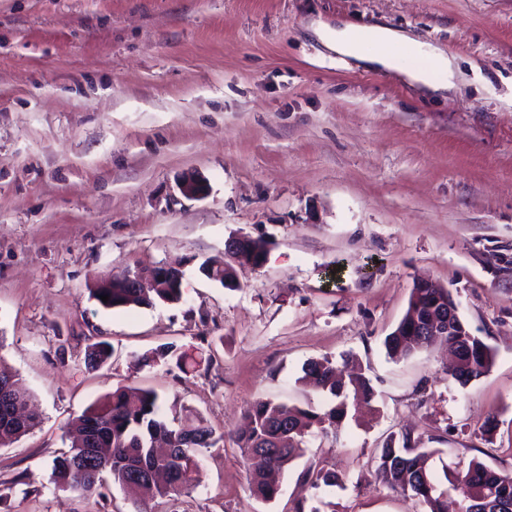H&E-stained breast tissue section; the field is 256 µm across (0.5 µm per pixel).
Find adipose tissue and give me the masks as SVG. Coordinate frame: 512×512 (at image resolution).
<instances>
[{
    "label": "adipose tissue",
    "instance_id": "1",
    "mask_svg": "<svg viewBox=\"0 0 512 512\" xmlns=\"http://www.w3.org/2000/svg\"><path fill=\"white\" fill-rule=\"evenodd\" d=\"M319 34L337 54L403 75L428 94L441 95L455 86L453 59L392 29L349 25Z\"/></svg>",
    "mask_w": 512,
    "mask_h": 512
}]
</instances>
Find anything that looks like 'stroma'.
Segmentation results:
<instances>
[{
	"label": "stroma",
	"mask_w": 512,
	"mask_h": 512,
	"mask_svg": "<svg viewBox=\"0 0 512 512\" xmlns=\"http://www.w3.org/2000/svg\"><path fill=\"white\" fill-rule=\"evenodd\" d=\"M322 21L383 26L458 65L438 98L336 54ZM201 174L208 193L181 195ZM267 243L226 288L200 265ZM178 267L175 304L105 309L96 279ZM445 288L493 350L460 386L441 345L390 358L418 280ZM113 355L97 370L89 343ZM163 346L197 358L148 365ZM353 357L373 389L359 421L308 436L271 502L234 443L257 399L323 412L305 364ZM0 366L40 423L0 447V512H134L50 481L67 424L116 387L200 414L223 446L162 512H424L374 458L401 429L436 475L512 469V0H0ZM497 427L485 433L487 417ZM317 463L333 486L312 487Z\"/></svg>",
	"instance_id": "obj_1"
}]
</instances>
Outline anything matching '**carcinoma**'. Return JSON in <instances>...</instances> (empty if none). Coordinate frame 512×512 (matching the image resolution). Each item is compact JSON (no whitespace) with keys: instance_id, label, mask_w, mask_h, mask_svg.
<instances>
[{"instance_id":"cac0c4a2","label":"carcinoma","mask_w":512,"mask_h":512,"mask_svg":"<svg viewBox=\"0 0 512 512\" xmlns=\"http://www.w3.org/2000/svg\"><path fill=\"white\" fill-rule=\"evenodd\" d=\"M267 255L266 242L248 238L238 251L224 250V260L209 261L201 270L206 278L224 287L236 286V269L251 262L260 267ZM107 295L104 308L152 306L157 302L177 303L182 299V275L173 268L155 266L149 271L134 269L120 277L96 284L93 296ZM453 302L444 288L411 290L408 308L397 327L385 338L391 358L409 354L440 342L453 357L452 378L465 387L486 375L493 364L492 348L479 336H454L444 326L423 333L414 321L431 317L440 307ZM112 355L109 343L98 341L86 352L88 366L97 368ZM336 362L328 357L310 361L305 377L317 390L328 393L334 405L319 413L310 408L287 406L270 400L251 402L244 413V426L234 438L245 457H261V466L250 474L248 488L259 500L271 502L280 492L276 476L303 452L304 438L313 429L328 424L340 428L349 414L348 400L371 399L366 377L354 373L349 380L336 378ZM20 378L0 372V446L33 430L39 416L19 396ZM159 394L149 389L119 387L89 405L71 422L76 437L68 451L54 461L51 480L55 487L80 496L100 493L111 476L132 502L135 512H158L156 505L194 486L199 457L204 450L224 442L193 413L172 426L164 416ZM421 437L410 430L391 437L378 456L376 475L391 491L406 495L426 506V512H447L448 490L440 488L426 467L433 454L421 447ZM301 478L318 488L336 484V474L314 464ZM447 482L461 489L459 512H484L482 505L497 504L512 512V471L493 470L479 461L454 471Z\"/></svg>"}]
</instances>
